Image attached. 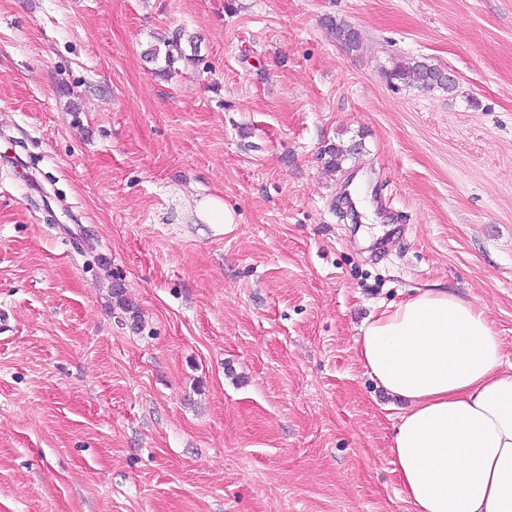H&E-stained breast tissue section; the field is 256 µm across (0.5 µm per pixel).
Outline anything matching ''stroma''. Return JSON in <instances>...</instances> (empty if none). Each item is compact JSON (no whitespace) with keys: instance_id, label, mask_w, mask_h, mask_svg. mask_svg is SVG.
Here are the masks:
<instances>
[{"instance_id":"stroma-1","label":"stroma","mask_w":512,"mask_h":512,"mask_svg":"<svg viewBox=\"0 0 512 512\" xmlns=\"http://www.w3.org/2000/svg\"><path fill=\"white\" fill-rule=\"evenodd\" d=\"M433 285L512 363V0H0V512H408L357 339ZM327 27L332 33L343 40V46L349 51H358L361 47V37L354 27L346 24L342 20L328 18ZM439 70L438 67L417 58H406L396 63L389 75L392 79L418 89L440 88L452 91L454 82L440 83L436 80ZM194 209L203 224H227L224 214V202L217 197H208L194 201Z\"/></svg>"}]
</instances>
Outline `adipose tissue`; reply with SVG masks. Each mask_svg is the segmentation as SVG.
I'll list each match as a JSON object with an SVG mask.
<instances>
[{"mask_svg": "<svg viewBox=\"0 0 512 512\" xmlns=\"http://www.w3.org/2000/svg\"><path fill=\"white\" fill-rule=\"evenodd\" d=\"M357 344L405 405L389 453L410 512H512V363L484 308L419 288Z\"/></svg>", "mask_w": 512, "mask_h": 512, "instance_id": "1", "label": "adipose tissue"}]
</instances>
